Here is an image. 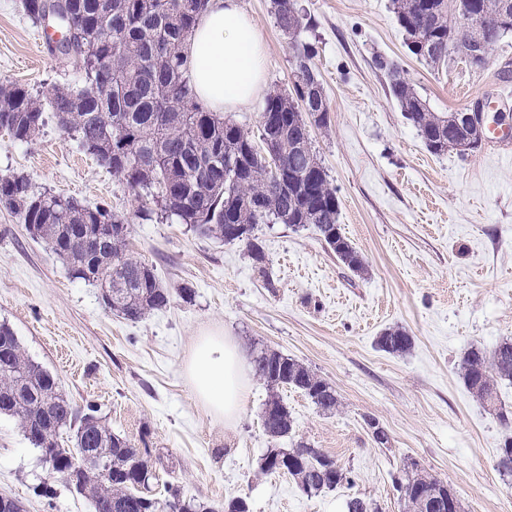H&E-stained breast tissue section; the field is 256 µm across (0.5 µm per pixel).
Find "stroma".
Instances as JSON below:
<instances>
[{"label": "stroma", "instance_id": "stroma-1", "mask_svg": "<svg viewBox=\"0 0 512 512\" xmlns=\"http://www.w3.org/2000/svg\"><path fill=\"white\" fill-rule=\"evenodd\" d=\"M241 2L265 40L268 89L287 90L294 65L271 0ZM296 2L311 22L305 37L329 106V126L312 129V147L364 271L339 262L311 227L257 225L266 255L259 265L243 243L142 219L146 201L52 121L27 143L0 131V174L126 216L130 249L174 296L139 321L124 319L104 306L98 285L71 277L0 205V323L74 404L96 405L114 433L148 449L155 497L165 498L170 484L214 507L245 499L250 512H347L353 498L404 512L394 480L414 462L448 483L463 512H512V475L498 468L507 431L460 378L470 347L490 352L512 340V158L486 142L463 157L432 153L377 64H398L432 111L491 97L494 111L512 116V35L484 70L454 53L435 68L409 53L392 0ZM42 34L23 0H0V81L41 95L74 82ZM184 285L195 291L191 301L176 294ZM397 326L412 336L411 349L380 350L378 336ZM212 330L235 337L248 359L268 349L307 366L335 389V413L280 390L294 431L272 442L261 420L270 392L252 372L244 410L225 428L195 400L184 371L198 337ZM374 422L388 444L374 442ZM301 442L334 458L353 484L308 495L289 475L260 473L268 448ZM1 494L23 512H92L88 500L50 480L7 416H0Z\"/></svg>", "mask_w": 512, "mask_h": 512}]
</instances>
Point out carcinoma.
Listing matches in <instances>:
<instances>
[{"instance_id": "1", "label": "carcinoma", "mask_w": 512, "mask_h": 512, "mask_svg": "<svg viewBox=\"0 0 512 512\" xmlns=\"http://www.w3.org/2000/svg\"><path fill=\"white\" fill-rule=\"evenodd\" d=\"M77 25L80 46L72 56L81 75L77 84H57L46 96L13 82H0V129L28 142L49 118L76 132L80 146L110 169L137 197H150L160 218L189 224L207 236L246 245L252 258L265 256L253 230L258 224H311L344 265L363 269V261L343 236L336 189L312 149L310 127L325 126L328 106L312 68L313 45L302 38L307 28L295 0H272L281 31L288 35L294 81L288 92L266 95L259 109L262 146L218 112L209 111L190 83L181 49L191 36L207 0H65ZM406 38L420 32L425 48L409 51L438 64L448 49L474 52L470 69L488 65L490 44L497 46L512 28V0H393ZM509 22H504V18ZM390 89L405 117L435 153L449 149L465 155L481 144L485 132L465 123L462 112H433L393 63ZM112 82L110 90L101 85ZM233 166H227L228 162ZM0 204L8 207L35 237L45 239L72 277L95 282L104 305L129 320L161 310L171 293L154 269L128 249V219L104 207L90 208L74 198L35 191L30 180L0 175ZM413 344L402 328H389L378 347L402 354ZM258 376L274 388H293L322 413L336 411V390L296 360L277 351L255 357ZM461 376L470 393L494 406L498 387L512 383V341L491 354L470 349ZM14 418L35 448L65 459L55 478L89 500L93 512H218L176 489L161 502L139 487L150 482L148 452L112 432L95 407L79 410L63 394L55 376L27 357L13 339L0 359V416ZM263 428L273 440L293 430L288 407L278 398L266 404ZM74 431V445L63 447L62 432ZM89 456L112 462L69 472L71 459ZM316 448H270L262 458L265 474L284 473L298 480L306 494L352 482L348 472ZM408 512H461L454 491L443 481L405 472L396 482ZM442 493L438 507L425 497Z\"/></svg>"}]
</instances>
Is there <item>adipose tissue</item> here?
I'll use <instances>...</instances> for the list:
<instances>
[{
  "label": "adipose tissue",
  "mask_w": 512,
  "mask_h": 512,
  "mask_svg": "<svg viewBox=\"0 0 512 512\" xmlns=\"http://www.w3.org/2000/svg\"><path fill=\"white\" fill-rule=\"evenodd\" d=\"M185 52L193 89L211 111H234L261 94L264 41L239 0H208ZM248 370L241 345L219 331L199 336L186 364L197 400L229 429L245 404Z\"/></svg>",
  "instance_id": "obj_1"
}]
</instances>
